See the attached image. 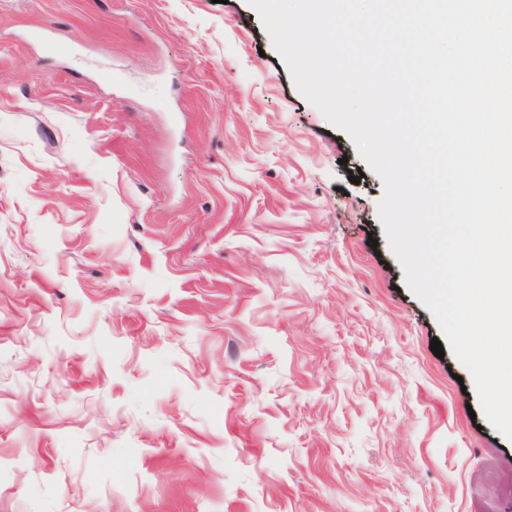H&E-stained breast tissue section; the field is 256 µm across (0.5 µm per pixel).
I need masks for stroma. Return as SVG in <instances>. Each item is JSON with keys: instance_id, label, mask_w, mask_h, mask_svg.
Returning <instances> with one entry per match:
<instances>
[{"instance_id": "1", "label": "stroma", "mask_w": 512, "mask_h": 512, "mask_svg": "<svg viewBox=\"0 0 512 512\" xmlns=\"http://www.w3.org/2000/svg\"><path fill=\"white\" fill-rule=\"evenodd\" d=\"M383 194L248 0H0V512H512Z\"/></svg>"}]
</instances>
